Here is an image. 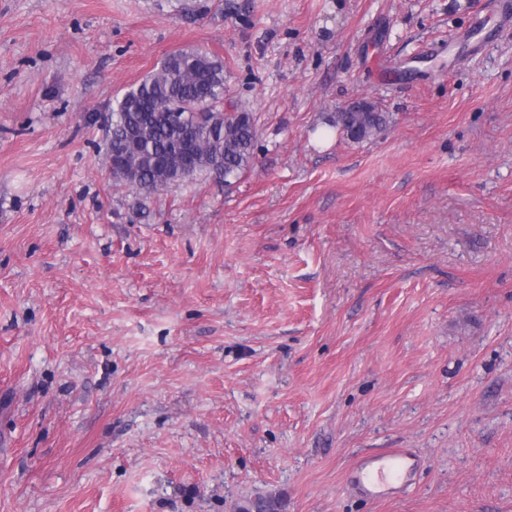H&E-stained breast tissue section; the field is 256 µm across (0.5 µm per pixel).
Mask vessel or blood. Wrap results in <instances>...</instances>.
I'll list each match as a JSON object with an SVG mask.
<instances>
[{"mask_svg": "<svg viewBox=\"0 0 512 512\" xmlns=\"http://www.w3.org/2000/svg\"><path fill=\"white\" fill-rule=\"evenodd\" d=\"M418 464V459L403 449L366 456L359 463L355 486L372 498L396 494L410 486Z\"/></svg>", "mask_w": 512, "mask_h": 512, "instance_id": "1", "label": "vessel or blood"}]
</instances>
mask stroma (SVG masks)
I'll list each match as a JSON object with an SVG mask.
<instances>
[{
    "label": "stroma",
    "instance_id": "obj_1",
    "mask_svg": "<svg viewBox=\"0 0 512 512\" xmlns=\"http://www.w3.org/2000/svg\"><path fill=\"white\" fill-rule=\"evenodd\" d=\"M494 2L0 0V512H512ZM191 49L254 155L145 197L103 121ZM392 448L412 486L355 491ZM388 124L385 112H352L344 111L336 114V128L340 129L349 139L355 142L370 138L382 131Z\"/></svg>",
    "mask_w": 512,
    "mask_h": 512
}]
</instances>
